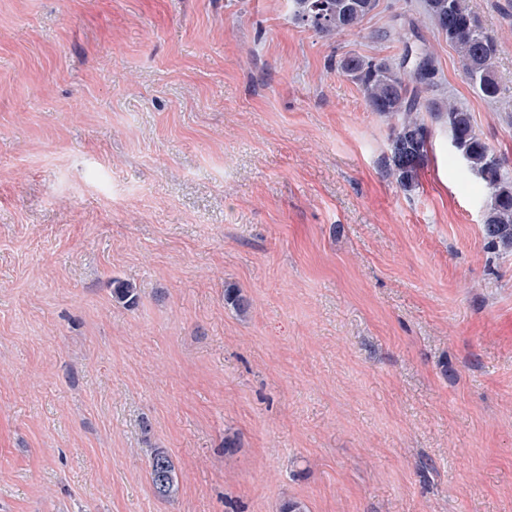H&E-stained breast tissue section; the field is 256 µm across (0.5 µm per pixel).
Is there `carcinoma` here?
<instances>
[{
  "instance_id": "obj_1",
  "label": "carcinoma",
  "mask_w": 512,
  "mask_h": 512,
  "mask_svg": "<svg viewBox=\"0 0 512 512\" xmlns=\"http://www.w3.org/2000/svg\"><path fill=\"white\" fill-rule=\"evenodd\" d=\"M293 6L294 20L317 33H354L377 8L378 0H293ZM424 9L456 51L470 85L483 97L495 98V41L467 0H424ZM412 35L411 27L397 34L404 46L397 61L347 53L336 59V68L359 87L370 111L389 121V154L384 166L398 187L408 192L418 185L431 144V125L447 129L466 170L481 179L490 192V203L483 214L487 238L511 248L512 178L503 173L501 158L474 128L470 112L454 102L430 96L438 85L439 68L432 53L416 45ZM423 113L430 122L421 117ZM112 299L132 307L138 301V290L114 278ZM224 304L241 316L251 306L242 290L230 285L224 288ZM149 479L158 498L172 500L178 495L176 467L163 448L154 449L150 457Z\"/></svg>"
}]
</instances>
